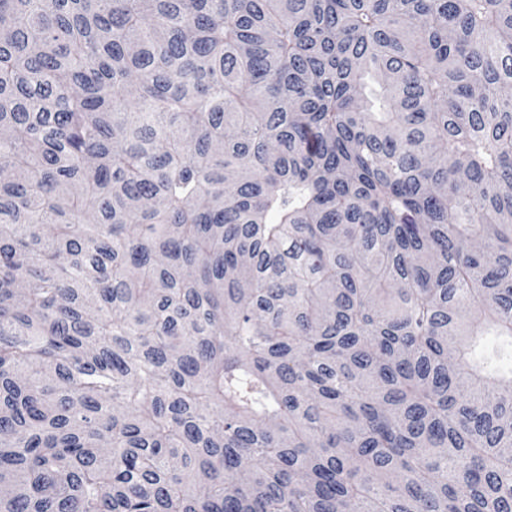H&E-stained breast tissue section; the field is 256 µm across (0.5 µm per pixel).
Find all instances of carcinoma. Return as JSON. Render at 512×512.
I'll return each mask as SVG.
<instances>
[{"label": "carcinoma", "instance_id": "carcinoma-1", "mask_svg": "<svg viewBox=\"0 0 512 512\" xmlns=\"http://www.w3.org/2000/svg\"><path fill=\"white\" fill-rule=\"evenodd\" d=\"M512 0H0V512H512Z\"/></svg>", "mask_w": 512, "mask_h": 512}]
</instances>
